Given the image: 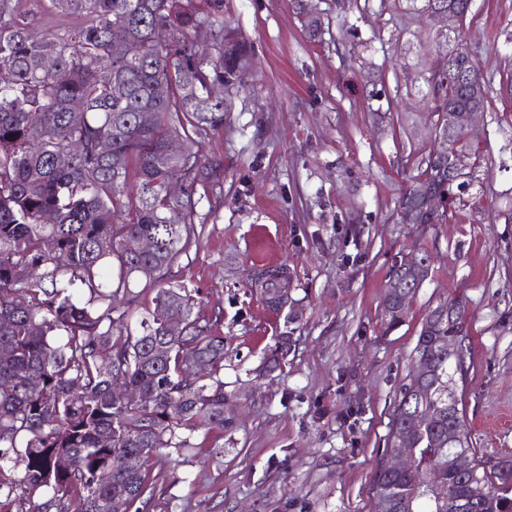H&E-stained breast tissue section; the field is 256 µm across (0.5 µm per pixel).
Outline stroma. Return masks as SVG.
I'll list each match as a JSON object with an SVG mask.
<instances>
[{
  "label": "stroma",
  "mask_w": 512,
  "mask_h": 512,
  "mask_svg": "<svg viewBox=\"0 0 512 512\" xmlns=\"http://www.w3.org/2000/svg\"><path fill=\"white\" fill-rule=\"evenodd\" d=\"M219 16L246 43L250 77L226 91L224 128L201 145L224 166L174 273L199 288L204 313L223 316L233 425L209 437L220 453L151 460L148 512H373L420 323L451 299L471 330L467 429L480 455L512 457V0L472 2L464 41L490 103L468 205L440 224H403L397 212L434 145L428 19L392 0H222ZM421 249L428 277L386 330L389 270ZM276 264L289 273L277 311L251 283ZM283 332L286 366L255 377Z\"/></svg>",
  "instance_id": "obj_1"
}]
</instances>
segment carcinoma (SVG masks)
<instances>
[{
	"instance_id": "1",
	"label": "carcinoma",
	"mask_w": 512,
	"mask_h": 512,
	"mask_svg": "<svg viewBox=\"0 0 512 512\" xmlns=\"http://www.w3.org/2000/svg\"><path fill=\"white\" fill-rule=\"evenodd\" d=\"M193 0H51L55 21L34 37L22 0H0V512H107L121 500L143 512L156 497L149 463L164 450H197L198 430L224 433V336L221 315L199 310L198 289L171 274L198 242L201 191L223 168L199 138L224 128L221 87L239 84L246 46L216 26L212 4ZM168 33L154 42L155 29ZM206 31L218 57L195 39ZM448 74L426 78L431 111L488 104L489 87L462 33ZM56 56L53 71L42 58ZM183 142L174 157L166 145ZM111 151L103 154L101 142ZM181 184L171 196L168 185ZM448 193V163L421 159L402 193L407 209L422 194ZM52 222L46 223V215ZM447 210L421 209L418 224H439ZM134 238L154 249L133 254ZM408 270L392 266L384 303L388 328L403 323L415 291L396 288ZM268 304L287 297L288 271L257 274ZM152 293L140 312V293ZM22 302H17V299ZM171 319L182 323L169 334ZM283 335L260 367L281 366ZM470 336L462 303L445 301L421 322L415 365L400 389L388 448L407 434L412 467L402 474L378 462L374 512H450L430 484L448 486L462 512H512V458L477 456L459 408ZM120 383L139 402L112 395ZM475 457L461 473L448 466L450 435ZM137 456L136 470L125 467ZM65 457L69 464L58 468Z\"/></svg>"
}]
</instances>
